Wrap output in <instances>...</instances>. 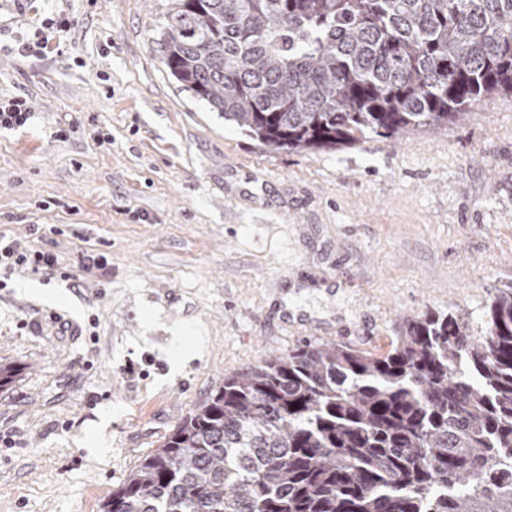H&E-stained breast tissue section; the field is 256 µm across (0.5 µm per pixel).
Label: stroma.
<instances>
[{
	"label": "stroma",
	"instance_id": "stroma-1",
	"mask_svg": "<svg viewBox=\"0 0 512 512\" xmlns=\"http://www.w3.org/2000/svg\"><path fill=\"white\" fill-rule=\"evenodd\" d=\"M168 3L0 0V96L36 113L0 132V235L71 274L0 288V359L21 368L0 391V512H101L189 409L271 353H384L411 317L477 330L512 294V96L445 129L274 150L168 74ZM59 13L63 34L42 25ZM23 37L38 48L18 54Z\"/></svg>",
	"mask_w": 512,
	"mask_h": 512
}]
</instances>
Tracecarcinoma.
I'll return each mask as SVG.
<instances>
[{"mask_svg":"<svg viewBox=\"0 0 512 512\" xmlns=\"http://www.w3.org/2000/svg\"><path fill=\"white\" fill-rule=\"evenodd\" d=\"M167 72L264 146L448 126L512 95V0H170ZM20 368L0 361V389ZM102 512H512V295L224 377Z\"/></svg>","mask_w":512,"mask_h":512,"instance_id":"cac0c4a2","label":"carcinoma"}]
</instances>
